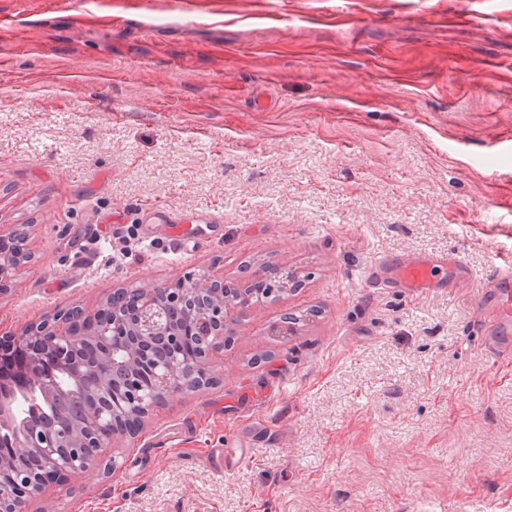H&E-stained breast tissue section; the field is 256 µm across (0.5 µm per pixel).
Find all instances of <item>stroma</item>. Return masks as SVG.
Returning <instances> with one entry per match:
<instances>
[{"mask_svg":"<svg viewBox=\"0 0 512 512\" xmlns=\"http://www.w3.org/2000/svg\"><path fill=\"white\" fill-rule=\"evenodd\" d=\"M447 22H438V15ZM0 340L118 288L267 266L216 385L49 512H512V0H0ZM442 256L432 288L375 258ZM298 320L287 339L269 328ZM16 235L18 234L9 237L0 235V285L10 281L16 268L25 263L24 254L16 248ZM443 266H448L450 272L453 263L444 258L395 261L383 257L368 267L364 280L368 286L386 283L398 288L420 290L433 285L437 270Z\"/></svg>","mask_w":512,"mask_h":512,"instance_id":"35a3bbf8","label":"stroma"}]
</instances>
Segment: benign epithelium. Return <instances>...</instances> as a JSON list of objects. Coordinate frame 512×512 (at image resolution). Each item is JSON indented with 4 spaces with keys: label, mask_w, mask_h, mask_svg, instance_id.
<instances>
[{
    "label": "benign epithelium",
    "mask_w": 512,
    "mask_h": 512,
    "mask_svg": "<svg viewBox=\"0 0 512 512\" xmlns=\"http://www.w3.org/2000/svg\"><path fill=\"white\" fill-rule=\"evenodd\" d=\"M17 239L0 235V283L11 280L25 259L16 248ZM254 276L224 289L225 281L201 270L185 274L170 286H145L136 297L135 316L112 310V324L101 321L102 312H85L89 332L103 344L95 359L81 356L84 333L60 314L53 322L26 328L15 348L29 351L31 363L13 375L14 384L0 391V446L26 447L42 422L30 407L49 405L60 394L89 391L99 400L80 433L55 442L34 444L38 463L0 479V512H31L30 502L45 491L46 484L92 467L116 436H132L153 407L185 391L188 371L173 362L186 335L214 337L213 347L224 343V329L232 313L252 304L257 292ZM300 283L294 269L275 272V291ZM142 360L154 362V384L147 397L133 381V366Z\"/></svg>",
    "instance_id": "benign-epithelium-1"
}]
</instances>
